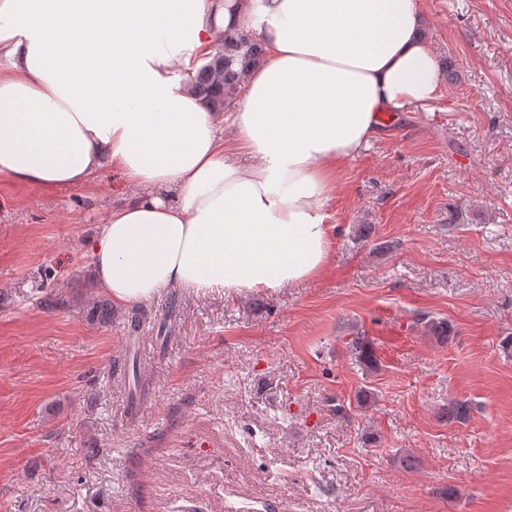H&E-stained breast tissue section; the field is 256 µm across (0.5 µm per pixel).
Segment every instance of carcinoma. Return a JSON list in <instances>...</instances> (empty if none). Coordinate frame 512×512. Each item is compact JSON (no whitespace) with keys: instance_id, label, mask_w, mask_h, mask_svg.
Returning a JSON list of instances; mask_svg holds the SVG:
<instances>
[{"instance_id":"carcinoma-1","label":"carcinoma","mask_w":512,"mask_h":512,"mask_svg":"<svg viewBox=\"0 0 512 512\" xmlns=\"http://www.w3.org/2000/svg\"><path fill=\"white\" fill-rule=\"evenodd\" d=\"M264 48L249 31L241 27L224 33L219 47L209 61L199 68L193 86L203 99L217 110L229 106L240 89L247 68L261 59ZM93 321L107 322L112 318V305L99 300L89 311ZM356 361L367 368L377 365V357L362 336L351 340Z\"/></svg>"}]
</instances>
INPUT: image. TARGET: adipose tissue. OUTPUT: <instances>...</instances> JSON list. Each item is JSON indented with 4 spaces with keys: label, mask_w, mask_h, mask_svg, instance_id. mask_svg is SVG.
<instances>
[{
    "label": "adipose tissue",
    "mask_w": 512,
    "mask_h": 512,
    "mask_svg": "<svg viewBox=\"0 0 512 512\" xmlns=\"http://www.w3.org/2000/svg\"><path fill=\"white\" fill-rule=\"evenodd\" d=\"M422 18L421 0H0V174L76 188L114 168L138 188L92 246L118 305L315 279L337 168L381 114L439 93ZM246 24L264 58L226 115L187 74Z\"/></svg>",
    "instance_id": "1"
}]
</instances>
